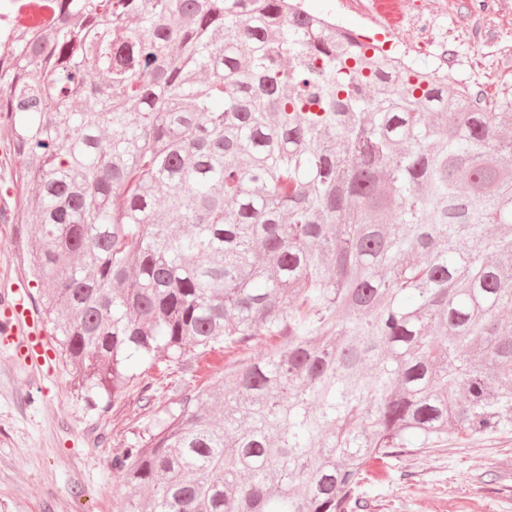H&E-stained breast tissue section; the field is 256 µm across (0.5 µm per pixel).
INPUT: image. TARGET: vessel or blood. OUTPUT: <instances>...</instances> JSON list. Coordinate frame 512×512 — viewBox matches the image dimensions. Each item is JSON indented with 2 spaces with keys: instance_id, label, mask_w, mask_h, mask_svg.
Wrapping results in <instances>:
<instances>
[{
  "instance_id": "obj_1",
  "label": "vessel or blood",
  "mask_w": 512,
  "mask_h": 512,
  "mask_svg": "<svg viewBox=\"0 0 512 512\" xmlns=\"http://www.w3.org/2000/svg\"><path fill=\"white\" fill-rule=\"evenodd\" d=\"M0 340L9 341L17 356L31 363L47 358L43 330L24 288L0 292Z\"/></svg>"
}]
</instances>
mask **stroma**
I'll list each match as a JSON object with an SVG mask.
<instances>
[{
	"label": "stroma",
	"mask_w": 512,
	"mask_h": 512,
	"mask_svg": "<svg viewBox=\"0 0 512 512\" xmlns=\"http://www.w3.org/2000/svg\"><path fill=\"white\" fill-rule=\"evenodd\" d=\"M393 13L369 15L363 0H305L315 13L385 42L391 53L448 74L496 97L512 89V0H396ZM28 227L0 223V287L41 289L26 263ZM45 366L29 367L0 345V512H117L133 497L113 470L155 412L181 390L216 386L222 358L209 372L160 362L149 390L131 383L107 408L87 404L45 324ZM361 512H512V433L449 437L426 448L395 449L356 491Z\"/></svg>",
	"instance_id": "35a3bbf8"
}]
</instances>
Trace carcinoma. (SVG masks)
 <instances>
[{
  "label": "carcinoma",
  "mask_w": 512,
  "mask_h": 512,
  "mask_svg": "<svg viewBox=\"0 0 512 512\" xmlns=\"http://www.w3.org/2000/svg\"><path fill=\"white\" fill-rule=\"evenodd\" d=\"M13 5L0 125L74 383L234 354L112 460L118 512H356L391 450L512 431V89L287 0Z\"/></svg>",
  "instance_id": "obj_1"
}]
</instances>
